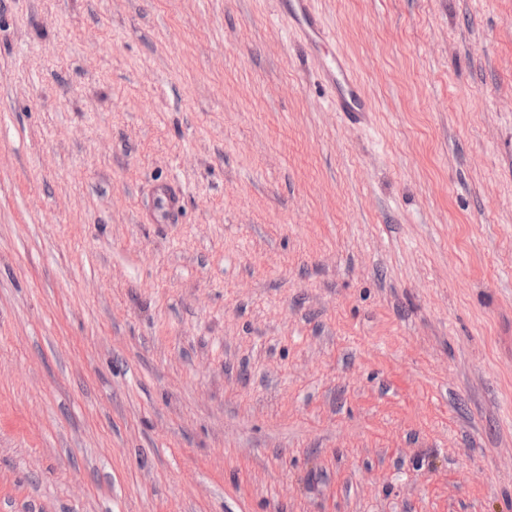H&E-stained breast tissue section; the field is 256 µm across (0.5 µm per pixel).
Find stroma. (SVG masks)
Instances as JSON below:
<instances>
[{
    "mask_svg": "<svg viewBox=\"0 0 512 512\" xmlns=\"http://www.w3.org/2000/svg\"><path fill=\"white\" fill-rule=\"evenodd\" d=\"M316 8L0 0V512H512V0ZM312 2L290 0L281 3V12L300 41L316 53L315 57L329 79L331 103L335 111L347 118H361L365 112H372L371 105L362 92L360 80L343 54L336 52L329 62L321 56L330 43V35L313 9Z\"/></svg>",
    "mask_w": 512,
    "mask_h": 512,
    "instance_id": "35a3bbf8",
    "label": "stroma"
}]
</instances>
